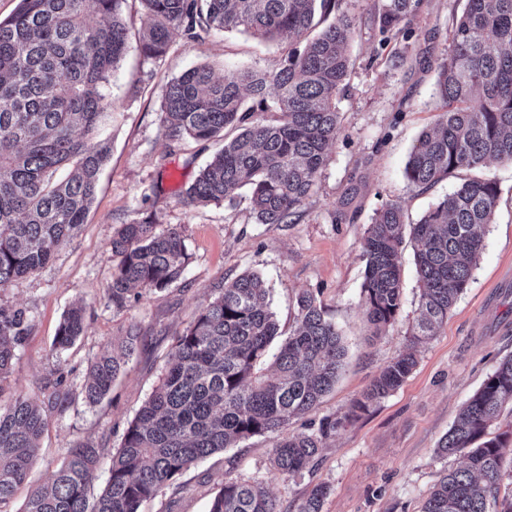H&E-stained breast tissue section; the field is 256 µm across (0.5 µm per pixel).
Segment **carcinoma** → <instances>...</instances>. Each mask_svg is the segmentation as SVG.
<instances>
[{
	"instance_id": "carcinoma-1",
	"label": "carcinoma",
	"mask_w": 512,
	"mask_h": 512,
	"mask_svg": "<svg viewBox=\"0 0 512 512\" xmlns=\"http://www.w3.org/2000/svg\"><path fill=\"white\" fill-rule=\"evenodd\" d=\"M126 0H20L0 20V292L46 267L58 244L75 238L94 201L108 155L101 137L112 109L106 89L129 49ZM150 20L140 45L147 57L164 55L171 34L198 42L214 30H238L288 45L272 72L207 66L185 71L163 92L165 136L224 141L186 191L194 206L231 203L246 187L260 224H292L314 193L327 148L340 131L337 94L349 71L347 43L355 21L342 0H141ZM425 0H378L373 23L383 39L415 36L412 18ZM448 57L439 64L436 93L442 112L423 131L405 167L422 192L458 171L475 176L429 209L415 224L401 204L378 210L366 230L362 310L369 336L395 322L402 305L401 253L414 241L420 316L412 343L436 335L468 287L484 247L483 229L498 208V182L481 170L512 163V0H466L448 33ZM253 105L245 106V97ZM110 299L120 312L142 291L163 290L188 264L182 232L159 231L149 221L124 224L112 239ZM296 327L262 368L278 324L269 289L244 273L203 306L167 355L150 396L128 423L112 453L107 485L88 508L91 474L101 451L88 442L69 449L50 485L31 492L22 512H140L142 503L176 484L200 460L243 439L277 435L271 465L283 477L314 466L323 442L342 421L278 435L314 410L331 391L346 347L340 329L311 292L296 299ZM32 330L29 312L0 303V512L10 508L40 452L45 408H63L64 375L47 406L7 382L16 350ZM85 331V309L69 310L53 346L63 352ZM138 336L129 330L91 364L85 400L99 402L129 363ZM417 364L402 352L356 402L362 409L398 388ZM512 404V355L462 409L439 443L462 467L444 473L421 512H512V492L500 495L503 462L512 455V422L500 427ZM329 486L314 485L296 512H322ZM210 512H281L257 484L230 483Z\"/></svg>"
}]
</instances>
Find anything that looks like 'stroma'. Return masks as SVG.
<instances>
[{"label": "stroma", "instance_id": "35a3bbf8", "mask_svg": "<svg viewBox=\"0 0 512 512\" xmlns=\"http://www.w3.org/2000/svg\"><path fill=\"white\" fill-rule=\"evenodd\" d=\"M463 7V0H427L412 21L415 38L384 43L371 22L374 0H344L356 27L348 45L353 66L336 100L340 132L296 223L260 224L244 199L231 206L184 203L186 189L217 146L166 139L162 95L173 78L197 65L219 76L228 69L274 70L284 57L281 47L241 32H217L192 44L176 33L165 56L150 58L137 47L147 25L144 9L140 0H126L131 47L108 85L114 109L103 135L109 152L86 222L76 238L59 245L52 263L0 293V302L27 309L34 324L16 352L13 388L43 404L48 382L62 375L69 391L64 410L47 413L41 453L15 493V512L79 442L102 448L104 461L90 492L104 488L112 452L157 384L174 336L225 281L245 272L259 273L270 288L280 337L293 329L296 296L311 292L348 347L333 390L317 409L285 426V433L318 429L326 418L346 423L325 440L314 471L288 479L275 474L273 437L253 436L198 462L177 485L145 501L141 512H210L221 487L236 482L261 483L281 512H295L318 483L330 487L323 512H420L444 470L460 464L459 457L438 453L441 438L498 362L512 355V164L487 168L501 189L496 218L485 229L472 279L447 321L417 346V365L398 389L357 416L348 411L408 345L419 314L413 245L407 242L402 308L385 334L368 340L361 308L367 226L389 202L401 203L408 221L417 222L465 178L456 173L421 193L404 175L416 139L438 118L437 66L448 55V29ZM395 53L411 58V65L392 67L388 59ZM144 220L161 230L181 226L189 264L179 282L143 293L130 310L118 313L108 299L115 263L111 241L120 225ZM77 304L87 307L85 332L70 350L57 353L54 336ZM132 322L140 336L133 359L111 391L88 404L82 387L90 363Z\"/></svg>", "mask_w": 512, "mask_h": 512}]
</instances>
